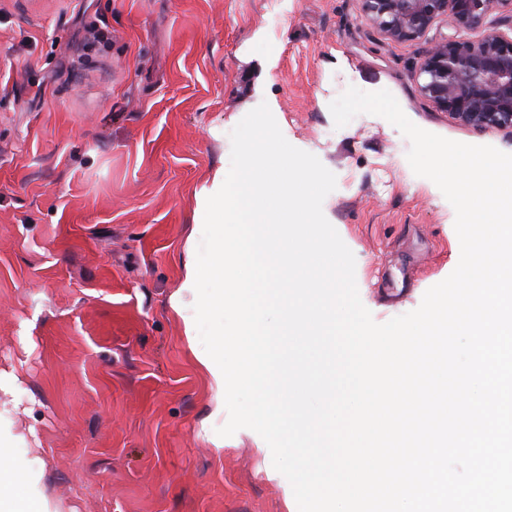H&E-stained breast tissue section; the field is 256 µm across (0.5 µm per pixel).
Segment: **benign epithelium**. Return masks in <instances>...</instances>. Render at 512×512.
I'll return each instance as SVG.
<instances>
[{
    "instance_id": "7a95c632",
    "label": "benign epithelium",
    "mask_w": 512,
    "mask_h": 512,
    "mask_svg": "<svg viewBox=\"0 0 512 512\" xmlns=\"http://www.w3.org/2000/svg\"><path fill=\"white\" fill-rule=\"evenodd\" d=\"M362 16L395 42L441 19L459 33L433 43L416 71L419 91L455 120L512 128V36L500 30L503 0H359ZM478 31L476 39L460 34Z\"/></svg>"
}]
</instances>
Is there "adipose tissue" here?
<instances>
[{"instance_id": "adipose-tissue-1", "label": "adipose tissue", "mask_w": 512, "mask_h": 512, "mask_svg": "<svg viewBox=\"0 0 512 512\" xmlns=\"http://www.w3.org/2000/svg\"><path fill=\"white\" fill-rule=\"evenodd\" d=\"M25 442L14 415L0 408V512H49L36 459L23 461L9 454L10 449ZM21 474L26 475L28 482V492L22 497L13 492L15 480Z\"/></svg>"}]
</instances>
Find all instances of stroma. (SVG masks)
Masks as SVG:
<instances>
[{
    "label": "stroma",
    "mask_w": 512,
    "mask_h": 512,
    "mask_svg": "<svg viewBox=\"0 0 512 512\" xmlns=\"http://www.w3.org/2000/svg\"><path fill=\"white\" fill-rule=\"evenodd\" d=\"M445 23L389 40L358 0H0V397L35 428L56 512H298L250 429L219 436L214 390L170 300L194 192L267 103L336 176L323 212L384 323L460 259L455 210L382 117L336 128L348 87L417 126L512 154V131L452 119L414 74Z\"/></svg>",
    "instance_id": "obj_1"
}]
</instances>
